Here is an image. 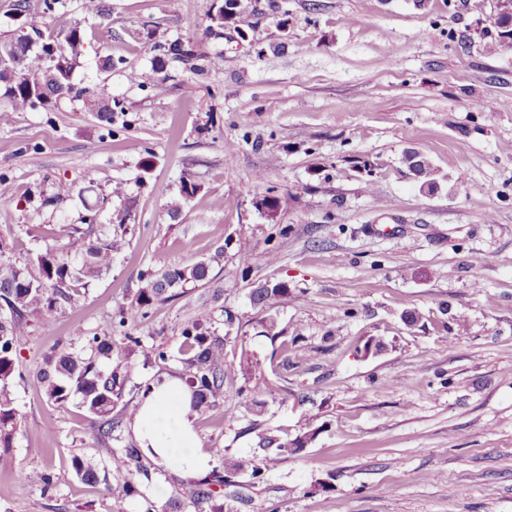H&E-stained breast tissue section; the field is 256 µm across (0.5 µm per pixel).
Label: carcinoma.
<instances>
[{
	"instance_id": "cac0c4a2",
	"label": "carcinoma",
	"mask_w": 512,
	"mask_h": 512,
	"mask_svg": "<svg viewBox=\"0 0 512 512\" xmlns=\"http://www.w3.org/2000/svg\"><path fill=\"white\" fill-rule=\"evenodd\" d=\"M234 8L233 23L246 31L251 28L253 15L249 0H224ZM59 0H17L18 16L22 23L12 33L0 34V107L11 112H24L39 105L51 110L63 99L82 96V90L72 82V73L84 56L86 31L78 25L55 34L42 28L41 19L57 9ZM159 57L179 61L196 58L190 46L180 42L154 44ZM404 163L422 180L421 188L432 192L438 188L436 170L430 160L417 151L404 154ZM127 224H106L99 233L86 231L88 240L71 238L57 248L37 255V267L18 266L4 258L0 246V468L13 466L8 454L17 432L20 417L13 405L11 387L15 380L24 379L16 364L18 345L29 334L31 323L51 328L61 310V301L69 300L86 284L112 269L115 258L130 243ZM224 261V248H218L205 260L191 265L177 266L161 271L146 270L140 275L141 288L135 295V308L141 315L148 314L156 303L180 295L189 286H204L211 281L212 265ZM288 297L284 283L264 284L252 290L251 301L265 308H273ZM236 316L224 310V335L210 331L214 321L212 312L202 309L188 319L181 330L177 349L184 366V383L192 391L193 409H198L224 397L226 374L224 347L230 339ZM116 328L121 336L115 339L98 333L85 338L91 351L87 358L75 353L48 357L36 369L48 400L64 405L79 397L78 406L98 420L97 432L103 440H119L115 432L121 428L126 405L123 403L126 382L135 363L131 353L138 349L144 359L165 362L170 351L161 345L145 346L140 337L132 334L129 318L119 315ZM316 431L308 430L292 439L263 435L259 446L263 454L251 466L249 486L264 483L278 470L288 456L302 452L314 439ZM217 456L223 470L197 483L190 495V503L199 508L208 506L209 512H238L237 504L244 501L243 493L234 477L243 464L221 448ZM140 459L136 448L128 447L112 452L110 469L104 475V484L111 499V512H129L131 499L138 495L133 465ZM73 468L81 480L98 481L96 470L81 458L74 459ZM21 479L44 490L54 484V475L47 469L21 472Z\"/></svg>"
}]
</instances>
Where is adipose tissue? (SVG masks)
<instances>
[{
  "label": "adipose tissue",
  "instance_id": "obj_1",
  "mask_svg": "<svg viewBox=\"0 0 512 512\" xmlns=\"http://www.w3.org/2000/svg\"><path fill=\"white\" fill-rule=\"evenodd\" d=\"M188 387L175 377L155 382L143 399L132 426L144 452L159 465L184 478L212 467V456L201 449Z\"/></svg>",
  "mask_w": 512,
  "mask_h": 512
}]
</instances>
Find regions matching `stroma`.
Returning <instances> with one entry per match:
<instances>
[{"label":"stroma","mask_w":512,"mask_h":512,"mask_svg":"<svg viewBox=\"0 0 512 512\" xmlns=\"http://www.w3.org/2000/svg\"><path fill=\"white\" fill-rule=\"evenodd\" d=\"M221 2L103 0L100 18L63 0L43 26L86 30L73 74L85 98L0 112V177L17 196L0 208V242L12 262L54 247L93 204L131 228L110 272L17 349L22 424L0 512H110L104 483L81 481L72 459L104 473L112 449L134 442L131 421L101 439L75 403L47 401L33 370L133 313L143 271L218 248L211 285L224 296L211 309L237 316L224 363L242 394L197 414L195 429L202 447L243 462L240 512H512V45L496 39L498 0H252L244 39L211 25ZM159 39L191 41L206 71L157 64ZM103 54L114 68H98ZM111 98L123 109L106 125L88 107ZM409 150L436 168V192L405 165ZM185 179L197 192L182 203ZM61 181L72 191L58 198ZM118 181L127 200L109 194ZM267 196L279 202L271 214L258 206ZM280 282L287 300L252 304L253 288ZM207 297L186 288L137 317L134 335L174 352ZM409 311L418 326L405 325ZM371 336L385 349L361 357ZM181 373L174 356L137 365L129 412L147 385ZM307 426L317 434L306 450L249 486L259 433L291 439ZM144 464L138 483L157 512H195L190 480ZM44 467L51 490L18 477Z\"/></svg>","instance_id":"1"}]
</instances>
